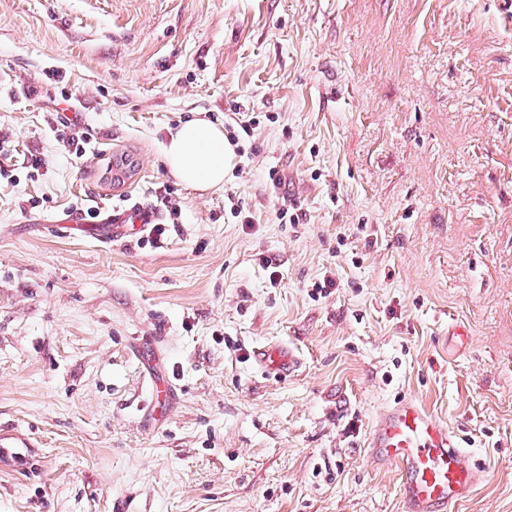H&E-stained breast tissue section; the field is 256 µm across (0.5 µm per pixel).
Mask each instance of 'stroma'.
<instances>
[{"mask_svg": "<svg viewBox=\"0 0 512 512\" xmlns=\"http://www.w3.org/2000/svg\"><path fill=\"white\" fill-rule=\"evenodd\" d=\"M234 112L223 187L176 180L170 129ZM0 137V431L38 445L0 512H403L365 443L405 394L484 470L455 512H512V0H0ZM166 191L157 241L52 229ZM53 121L57 124L56 130H58L59 124L63 127V129L59 131L66 132V130H68L71 132L67 138V143L69 146L74 147L73 153H75L76 157H82L86 152L84 148V145L86 144V138L84 133L80 131V124L69 123V119L66 117H60L59 113H57L56 119H53ZM253 358L256 370L265 378H286L299 372L304 365L301 355L284 343L259 345L253 350ZM146 378L151 387V399L146 409L154 422L165 423L170 413L168 402L177 394V387L168 375L152 366L147 368Z\"/></svg>", "mask_w": 512, "mask_h": 512, "instance_id": "stroma-1", "label": "stroma"}]
</instances>
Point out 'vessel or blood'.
Masks as SVG:
<instances>
[{
    "label": "vessel or blood",
    "instance_id": "obj_1",
    "mask_svg": "<svg viewBox=\"0 0 512 512\" xmlns=\"http://www.w3.org/2000/svg\"><path fill=\"white\" fill-rule=\"evenodd\" d=\"M159 221L155 208L114 206L103 210L100 223L92 225L91 231L94 240L112 243L144 236ZM253 358L257 371L266 378L291 376L304 365L301 355L284 343L257 346ZM146 377L151 387L147 410L154 422H166L177 387L168 375L152 368ZM32 446L28 437L1 433L0 467L31 464ZM367 446L374 464L400 471L404 512H454L472 496L482 477L481 468L463 449L455 431L412 395L377 411Z\"/></svg>",
    "mask_w": 512,
    "mask_h": 512
}]
</instances>
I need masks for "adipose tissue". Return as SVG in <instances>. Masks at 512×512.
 Instances as JSON below:
<instances>
[{
    "label": "adipose tissue",
    "instance_id": "ef3b65f1",
    "mask_svg": "<svg viewBox=\"0 0 512 512\" xmlns=\"http://www.w3.org/2000/svg\"><path fill=\"white\" fill-rule=\"evenodd\" d=\"M163 155L170 173L196 190L221 187L235 165V154L223 128L203 119L170 131Z\"/></svg>",
    "mask_w": 512,
    "mask_h": 512
}]
</instances>
